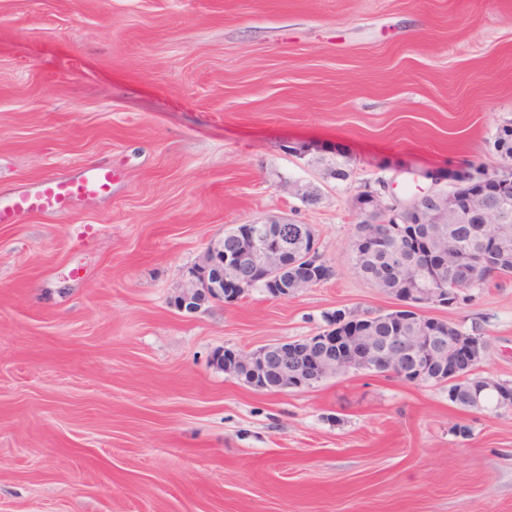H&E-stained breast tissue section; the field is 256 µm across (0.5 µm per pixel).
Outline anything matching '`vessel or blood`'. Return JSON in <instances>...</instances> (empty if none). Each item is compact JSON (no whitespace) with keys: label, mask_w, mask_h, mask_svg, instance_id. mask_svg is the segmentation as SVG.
Returning <instances> with one entry per match:
<instances>
[{"label":"vessel or blood","mask_w":512,"mask_h":512,"mask_svg":"<svg viewBox=\"0 0 512 512\" xmlns=\"http://www.w3.org/2000/svg\"><path fill=\"white\" fill-rule=\"evenodd\" d=\"M115 177L111 167L82 165L63 177L23 186L0 196V224H19L35 213H53L76 202H93L107 196Z\"/></svg>","instance_id":"b4317fda"}]
</instances>
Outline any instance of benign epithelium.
<instances>
[{"label":"benign epithelium","instance_id":"benign-epithelium-1","mask_svg":"<svg viewBox=\"0 0 512 512\" xmlns=\"http://www.w3.org/2000/svg\"><path fill=\"white\" fill-rule=\"evenodd\" d=\"M461 177L483 185L512 188V167H506L493 177L467 169ZM480 198L456 199L432 186L408 201L389 193L386 183L378 189H365L354 197V208L367 224H386L402 251H408L411 236L409 224H433L435 228L425 244L439 237L444 224L470 223ZM512 217L491 219V237L496 249L508 247ZM297 264L312 270L324 267L316 247L299 253ZM254 266L263 272L262 280L268 293L284 297L300 288H310L318 280L298 276L288 285V259L279 244L260 230L251 234L250 247L241 254L224 250V238L211 239L199 258L191 277L182 285L177 299L179 309L195 313L213 301L234 302L242 298L250 286L238 280V269ZM411 295L394 309L397 318L408 326L404 336L381 337L359 325L363 316L343 313L339 325L351 326L353 336H334L336 324L327 326L314 336L303 340L277 342L248 352L226 351L217 355L216 363L226 368V374L252 389L265 392L312 386L321 380L349 372L392 373L411 383H418L432 370L453 382L478 372L485 352L482 340L471 336H437L436 323L424 314V309L444 305L440 290L412 288Z\"/></svg>","mask_w":512,"mask_h":512}]
</instances>
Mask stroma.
I'll return each instance as SVG.
<instances>
[{"label": "stroma", "mask_w": 512, "mask_h": 512, "mask_svg": "<svg viewBox=\"0 0 512 512\" xmlns=\"http://www.w3.org/2000/svg\"><path fill=\"white\" fill-rule=\"evenodd\" d=\"M509 124L512 0H0V195L116 172L0 224V512H512V411L388 373L259 392L214 362L389 312L350 260L353 196L497 170ZM270 215L331 276L180 310L210 239ZM428 314L512 381V278ZM114 177L112 167L82 165L67 176L22 186L0 196V224H20L34 213L59 212L75 202H94L112 191Z\"/></svg>", "instance_id": "1"}]
</instances>
